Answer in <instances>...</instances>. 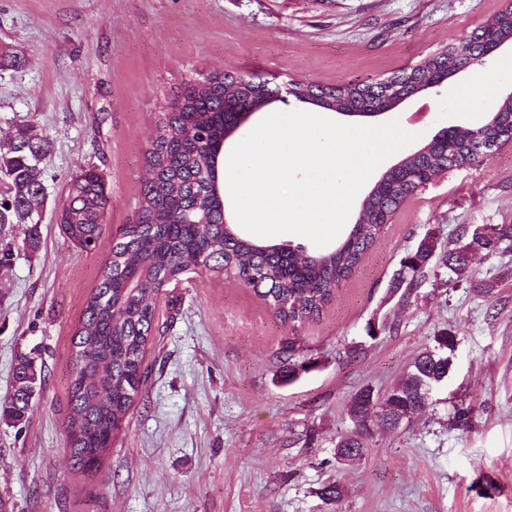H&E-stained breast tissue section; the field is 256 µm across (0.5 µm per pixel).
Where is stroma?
Here are the masks:
<instances>
[{
  "mask_svg": "<svg viewBox=\"0 0 512 512\" xmlns=\"http://www.w3.org/2000/svg\"><path fill=\"white\" fill-rule=\"evenodd\" d=\"M506 0H0V147L20 130L48 140L46 203L33 231L0 237V401L19 354L45 381L24 421L0 419V499L8 512H512V248L474 259L447 290H390L401 258L432 236L452 251L464 225L512 224V141L436 177L392 215L319 318L283 322L239 279L193 268L162 288L141 392L97 470L73 468V336L122 225L133 223L158 118L190 80L256 74L279 90L239 135L275 112L314 106L291 83L374 81L461 47ZM512 94V44L386 114L329 112L365 125L398 121L414 142L387 171L451 126L472 127ZM239 135L230 136L232 151ZM93 168L110 204L95 249L61 230L72 177ZM378 334L368 337L367 326ZM443 329L453 372L433 402L365 454L336 461L363 386L394 385ZM294 355H287V347ZM316 370L284 383L288 360ZM471 429L449 421L465 392ZM495 490H488V483ZM343 488L324 501L326 484Z\"/></svg>",
  "mask_w": 512,
  "mask_h": 512,
  "instance_id": "obj_1",
  "label": "stroma"
}]
</instances>
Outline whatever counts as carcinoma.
I'll return each instance as SVG.
<instances>
[{
  "instance_id": "cac0c4a2",
  "label": "carcinoma",
  "mask_w": 512,
  "mask_h": 512,
  "mask_svg": "<svg viewBox=\"0 0 512 512\" xmlns=\"http://www.w3.org/2000/svg\"><path fill=\"white\" fill-rule=\"evenodd\" d=\"M440 71L458 69L467 58L444 49L428 57ZM422 76L415 69L380 81L323 88L301 85L304 95L321 101L348 97L350 105L365 111L394 91L414 87ZM273 93L268 83L250 75L211 73L185 85L162 113L158 133L146 161L154 177L142 188L136 223L120 229L112 245V257L100 283L87 299L82 320L73 339L74 377L70 387L73 423L68 451L73 465L83 471L98 467L135 402L141 382L145 347L151 337L155 301L163 283L182 266L204 255V267L232 273L266 299L280 318L302 323L320 316L336 291L352 276L368 247L381 235L385 222L406 198L426 186L434 176L471 163L483 152L512 140V112L501 114L495 125L469 139L444 133L435 144L413 156L407 168L394 170L380 184L370 202L373 224H354L344 238L312 258H294L292 248L263 244L237 227L224 229V207L212 196L211 181L226 129L236 125L250 109L252 94ZM48 148L45 140L21 137L7 153H0V168L11 176L10 195L0 199V230L10 224H32L46 194L39 161ZM108 205L105 183L94 169H86L68 183L66 200L59 210V224L80 248L93 249L98 227ZM204 218L205 223L196 220ZM491 238L481 239L476 228L466 227L455 252L442 255L434 271L436 287L457 286L469 276L460 265V252L478 245L485 254L512 246V225L490 228ZM435 248H417L400 261L391 290L407 299L427 280L429 257ZM404 373L392 393L369 385L352 396L349 413L352 430L342 436L349 456L364 455L373 433L368 429L366 408L370 399L386 403L388 414L415 407L414 391L425 383L448 381L439 357L453 363L457 336L445 329L434 336ZM18 388L4 407V416L20 422L31 402L30 388L42 385L44 369L23 355L15 368ZM477 397L464 396L453 406L452 420L470 426Z\"/></svg>"
}]
</instances>
